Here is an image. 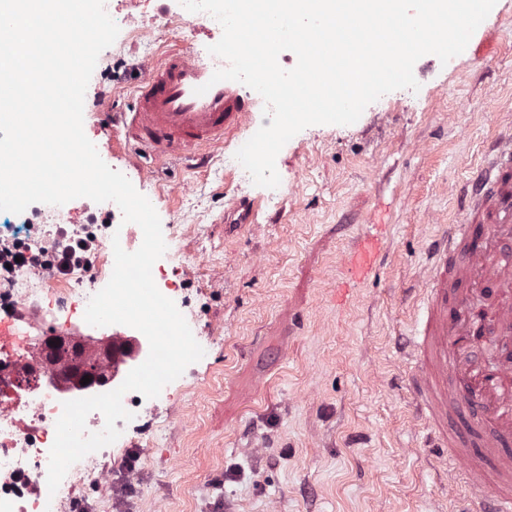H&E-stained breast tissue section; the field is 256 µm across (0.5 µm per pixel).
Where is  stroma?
<instances>
[{
    "label": "stroma",
    "instance_id": "stroma-1",
    "mask_svg": "<svg viewBox=\"0 0 512 512\" xmlns=\"http://www.w3.org/2000/svg\"><path fill=\"white\" fill-rule=\"evenodd\" d=\"M210 44L187 21L152 49L100 53L85 94L86 136L111 140V168L143 182L161 223L189 213L204 224L182 240L179 273L205 354L157 402L166 430L138 459V481L112 480L132 512H440L445 483L426 465L435 450L413 416L400 347L428 239L451 223L499 126L512 124V0H497L448 63L418 60V91L290 139L274 203L224 167L252 128L202 148L198 168L141 150L109 123L133 109L146 52L159 60ZM240 200L252 223L226 227ZM372 237L383 265L349 282L345 253Z\"/></svg>",
    "mask_w": 512,
    "mask_h": 512
}]
</instances>
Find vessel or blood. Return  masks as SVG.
<instances>
[{"label": "vessel or blood", "instance_id": "obj_1", "mask_svg": "<svg viewBox=\"0 0 512 512\" xmlns=\"http://www.w3.org/2000/svg\"><path fill=\"white\" fill-rule=\"evenodd\" d=\"M214 66L173 51L148 67L136 105L123 126L128 139L162 155L207 146L247 123L252 109L235 82L211 83ZM204 94H197L199 86ZM453 224L426 248L430 288L423 319L408 340L418 370L411 380L414 407L448 449L454 483L451 512H512V359L494 372L459 371L466 309L478 297L487 310L486 335L512 350V126L485 151L463 185ZM382 261L378 241L365 240L344 258L352 281L365 280Z\"/></svg>", "mask_w": 512, "mask_h": 512}]
</instances>
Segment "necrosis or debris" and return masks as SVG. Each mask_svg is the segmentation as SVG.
Here are the masks:
<instances>
[{
    "label": "necrosis or debris",
    "mask_w": 512,
    "mask_h": 512,
    "mask_svg": "<svg viewBox=\"0 0 512 512\" xmlns=\"http://www.w3.org/2000/svg\"><path fill=\"white\" fill-rule=\"evenodd\" d=\"M10 223L22 225L18 234L0 231V244L19 247L23 262L0 270V305L18 307V322L0 336V512H76L86 487H93L99 501L111 512H122L127 500L112 484V450L154 445L152 429L144 425L151 414V401L137 392H127L122 403L132 412L131 421H116L122 432L114 446L87 454L73 464L56 492H49L47 471L55 424L63 402L114 390L106 386L81 387L78 364L87 357H100L111 348L113 336H72L68 362L54 361L45 339L27 335L38 317V298L55 292L65 302L84 307L101 283L112 275L114 243H127L121 212L92 207L82 225L83 234L95 238L97 247L67 272L52 264L55 244L70 239L74 221L67 206L30 205L23 213L9 214Z\"/></svg>",
    "instance_id": "1"
}]
</instances>
